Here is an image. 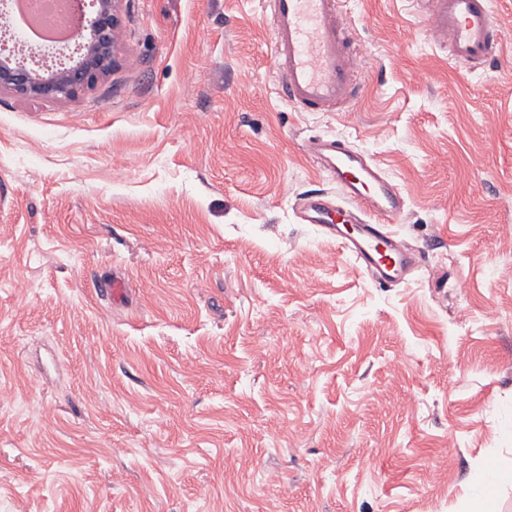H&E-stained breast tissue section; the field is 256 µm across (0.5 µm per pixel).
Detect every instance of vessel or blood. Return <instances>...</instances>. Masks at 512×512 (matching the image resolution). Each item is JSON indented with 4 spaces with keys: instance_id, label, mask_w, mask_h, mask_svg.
Masks as SVG:
<instances>
[{
    "instance_id": "vessel-or-blood-1",
    "label": "vessel or blood",
    "mask_w": 512,
    "mask_h": 512,
    "mask_svg": "<svg viewBox=\"0 0 512 512\" xmlns=\"http://www.w3.org/2000/svg\"><path fill=\"white\" fill-rule=\"evenodd\" d=\"M419 11L452 64L474 70L501 54L504 32L492 0H417ZM270 18L278 91L303 112H329L359 100L360 44L343 0H264ZM306 154L336 187L335 197H298L304 223L336 238L363 274L378 284H407L420 254L392 229L404 195L368 154L333 137L304 144Z\"/></svg>"
}]
</instances>
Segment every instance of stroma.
Masks as SVG:
<instances>
[{"instance_id":"stroma-1","label":"stroma","mask_w":512,"mask_h":512,"mask_svg":"<svg viewBox=\"0 0 512 512\" xmlns=\"http://www.w3.org/2000/svg\"><path fill=\"white\" fill-rule=\"evenodd\" d=\"M344 9L337 112L276 93L262 0H120L108 76L0 93V512H512V0L470 72L413 0ZM314 136L405 194L409 284L300 223Z\"/></svg>"}]
</instances>
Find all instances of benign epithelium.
Returning a JSON list of instances; mask_svg holds the SVG:
<instances>
[{
	"mask_svg": "<svg viewBox=\"0 0 512 512\" xmlns=\"http://www.w3.org/2000/svg\"><path fill=\"white\" fill-rule=\"evenodd\" d=\"M117 3L118 0H79L84 53L73 66L45 75L26 63L0 59V92L11 91L34 98L70 97L109 74L119 26Z\"/></svg>",
	"mask_w": 512,
	"mask_h": 512,
	"instance_id": "benign-epithelium-1",
	"label": "benign epithelium"
}]
</instances>
